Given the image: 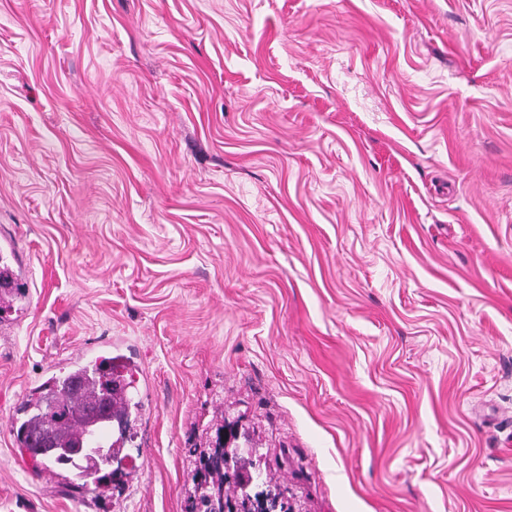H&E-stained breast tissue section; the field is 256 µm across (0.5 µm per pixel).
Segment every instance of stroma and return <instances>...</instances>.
Listing matches in <instances>:
<instances>
[{"label": "stroma", "mask_w": 512, "mask_h": 512, "mask_svg": "<svg viewBox=\"0 0 512 512\" xmlns=\"http://www.w3.org/2000/svg\"><path fill=\"white\" fill-rule=\"evenodd\" d=\"M0 512H512V0H0ZM134 366L117 489L13 429ZM223 430L224 426H221L218 429L215 444L213 445L212 442L208 451L199 458V466L196 468L193 479L197 486L201 487L202 492L199 497L198 511L194 512H225L224 505L228 506V512H256L254 507L253 510L249 508L248 503H252L245 494H249L261 484L262 472L257 467L246 469L240 472L239 483L236 475L239 461L237 448L224 446V435L223 437L218 435ZM229 462L232 463V468ZM230 469H232L231 473Z\"/></svg>", "instance_id": "stroma-1"}]
</instances>
